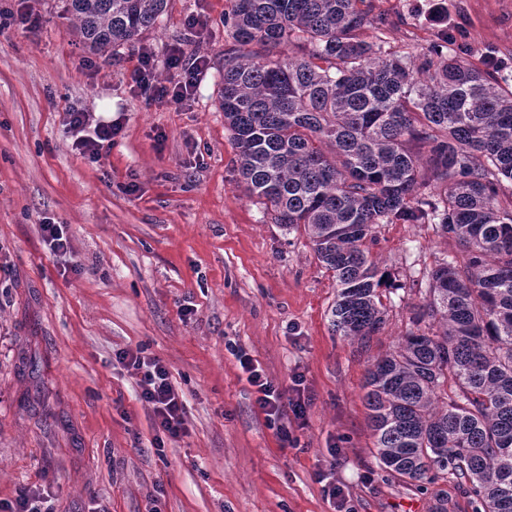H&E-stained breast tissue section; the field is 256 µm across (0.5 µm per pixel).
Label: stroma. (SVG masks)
Returning <instances> with one entry per match:
<instances>
[{"instance_id": "obj_1", "label": "stroma", "mask_w": 512, "mask_h": 512, "mask_svg": "<svg viewBox=\"0 0 512 512\" xmlns=\"http://www.w3.org/2000/svg\"><path fill=\"white\" fill-rule=\"evenodd\" d=\"M40 18L19 24L20 5ZM385 49L494 58L512 82V0H371ZM440 12H432V5ZM229 0H168L134 48L84 53L63 0H0V500L47 490L55 512H472L455 479L418 488L374 454L364 377L412 327L416 284L452 245L429 224H382L369 249L394 283L368 346L331 325L336 282L305 234L273 223L236 170L220 90ZM198 32L185 42L189 21ZM203 55L184 105L132 82L140 51ZM122 127L91 162L71 110ZM64 225L67 254L43 223ZM159 359L186 428L157 440L150 406L115 360ZM283 390L302 375L303 419L270 428L235 350Z\"/></svg>"}]
</instances>
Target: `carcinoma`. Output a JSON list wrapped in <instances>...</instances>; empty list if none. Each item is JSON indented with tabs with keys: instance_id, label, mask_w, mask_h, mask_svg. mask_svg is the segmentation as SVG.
<instances>
[{
	"instance_id": "cac0c4a2",
	"label": "carcinoma",
	"mask_w": 512,
	"mask_h": 512,
	"mask_svg": "<svg viewBox=\"0 0 512 512\" xmlns=\"http://www.w3.org/2000/svg\"><path fill=\"white\" fill-rule=\"evenodd\" d=\"M166 6L65 0L93 53L132 45ZM384 25L366 0H231L224 125L249 194L333 273L342 338L365 345L385 324L377 225L454 243L416 329L366 370L374 448L412 485L451 476L473 512H512V86L437 48L388 53Z\"/></svg>"
}]
</instances>
